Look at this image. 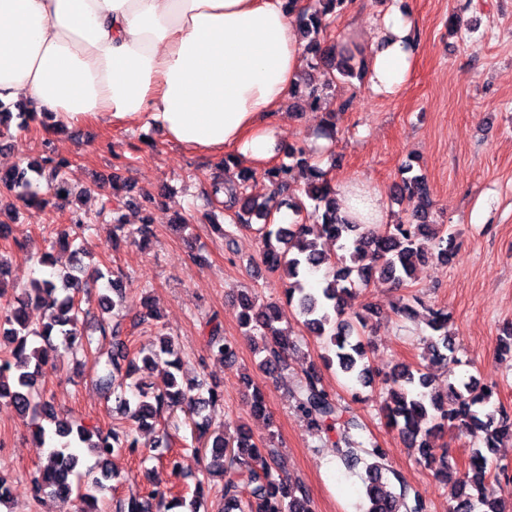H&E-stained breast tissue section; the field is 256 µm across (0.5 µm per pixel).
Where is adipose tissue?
Here are the masks:
<instances>
[{"label": "adipose tissue", "instance_id": "adipose-tissue-1", "mask_svg": "<svg viewBox=\"0 0 512 512\" xmlns=\"http://www.w3.org/2000/svg\"><path fill=\"white\" fill-rule=\"evenodd\" d=\"M415 27L392 0L371 30L374 95L406 83ZM302 67L284 0H0V102L27 101L50 132L142 121L180 147L261 163ZM339 192L350 220L384 222L377 195Z\"/></svg>", "mask_w": 512, "mask_h": 512}]
</instances>
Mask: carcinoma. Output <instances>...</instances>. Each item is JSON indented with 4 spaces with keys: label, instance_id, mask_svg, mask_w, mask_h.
<instances>
[{
    "label": "carcinoma",
    "instance_id": "cac0c4a2",
    "mask_svg": "<svg viewBox=\"0 0 512 512\" xmlns=\"http://www.w3.org/2000/svg\"><path fill=\"white\" fill-rule=\"evenodd\" d=\"M348 0H321L320 8L311 10L303 0H286L288 13L294 18L304 41L303 54L322 64L327 78L309 87L302 101L319 108L325 91L336 75L352 77L366 68L353 62V56L336 48L328 36V28L341 15ZM282 152L293 160L267 171L275 191L260 201L246 193L253 178L250 169L239 170L224 182L213 185L212 193L225 194L224 207L234 211L237 226L251 228L252 220L262 243V262L272 273H279L284 285L282 302H258L249 293L238 294L241 308L240 327L245 329L253 351L261 355L259 369L273 375L288 369V356L297 350L298 340L288 321V311H295L306 331L324 340L329 354L323 357L326 367L356 380L364 387L373 383L372 370L366 361L365 337L370 335L369 316L376 314L370 305L352 311V301L372 281L382 279L400 288L414 280L418 267L429 261L448 262L458 253L457 234L441 230L432 219L433 202L430 186L423 174L413 173L407 165L400 169L399 194L415 201L411 218L398 224H351L341 216L336 187L313 155L303 147L288 143ZM67 162L54 163L55 184L47 193L55 197L67 192L63 169ZM32 165L17 166L0 172V199L13 198L27 207L44 208L49 200L31 190L28 171ZM296 184L304 195L315 202L314 225L304 222L301 199L276 201V195ZM295 216L289 224L274 223L281 208ZM90 225L78 221L58 233L52 245L85 251V232ZM332 238L342 254L331 257L321 240ZM322 272V287L305 288L303 276ZM0 266V345L9 354L0 357V399L8 401L22 416H41L54 425L57 444L48 452L46 463L30 475L35 495L65 496L77 503V512H99L98 494L111 480L110 458L138 447L131 427H112L105 431L88 425L67 413L58 411L41 388L46 370L62 369L59 347L102 363L100 343L112 340L107 354L106 374L102 381L112 390L119 409L141 427H149L166 414L187 409L185 423L199 444L195 451L208 459L203 478L197 480L191 498L154 490L146 496L130 495L113 500V512H200L201 500L209 479L222 481V512H314L306 487L299 481L276 473L280 450L268 438L257 441L243 424L230 429L226 423L215 424V407L221 400L217 387L194 378L184 384L179 380L182 355L169 338L160 348L142 357L147 365L163 363L167 368L163 383L156 385L131 380L135 359L120 338L118 325L108 314L119 309L125 296L123 278L108 280L112 295H102L97 311L82 307L78 299L84 281L69 273L55 279H34L27 284H14L6 295ZM31 306L44 312L41 324L29 321ZM396 313L408 318H423L432 334L423 343L421 362L413 367L394 368L384 378L386 397L382 413L386 425L407 448L417 449L421 460L433 468L435 476L451 487L449 512H512L493 498L494 460L488 455L505 441H512V415L494 401L497 386L482 383L474 377L448 385L446 398L431 389L432 370L448 366L455 360L456 348L448 331V311L426 305L417 295L403 298ZM205 347L214 355L231 360L238 352V341L224 335L216 317L205 322ZM254 413L266 415L264 393L252 379ZM295 410L313 434L326 437L336 454L347 465L357 462L350 448L349 433L362 427L349 405L324 387L320 369L311 364L302 370L290 388ZM448 429H457L476 440L480 446L471 449L468 465L460 469L449 449L436 447L435 439ZM76 448H86L96 458V468L82 473ZM158 456L177 470L178 455L171 453V440L164 432L157 440ZM367 454L373 462L367 466L368 479L364 495V512H429L423 496L411 489L393 469H387L386 453L377 445Z\"/></svg>",
    "mask_w": 512,
    "mask_h": 512
}]
</instances>
